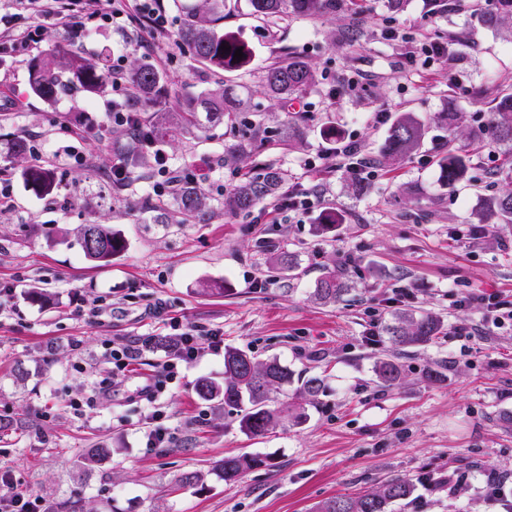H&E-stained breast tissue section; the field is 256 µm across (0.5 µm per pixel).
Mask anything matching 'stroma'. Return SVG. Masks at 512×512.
I'll use <instances>...</instances> for the list:
<instances>
[{"instance_id": "stroma-1", "label": "stroma", "mask_w": 512, "mask_h": 512, "mask_svg": "<svg viewBox=\"0 0 512 512\" xmlns=\"http://www.w3.org/2000/svg\"><path fill=\"white\" fill-rule=\"evenodd\" d=\"M164 7L173 24L162 44L133 26L104 28L79 43L49 26L38 44L0 57V83L9 89L0 101V185L10 202L0 212V282L14 287L0 304V418L12 422L0 431V472L12 473L44 506L77 495L88 512H309L321 500L394 477L415 488L397 512H512V428L498 420L512 412V326L492 327L476 301L491 293L512 300V224L482 228L475 219L480 201L503 189L489 176L502 154L487 143L468 179L451 187L438 166L449 148L489 124L495 96L512 91V20L484 27L469 6L437 13L431 0H406L397 12L386 0H362L315 17L267 19L251 15L247 0H232L224 27L239 33L252 59L247 69L217 77L180 42L177 0ZM425 35L447 40V62L407 66ZM52 47L91 61L103 52L129 64L161 57L171 100L220 82L233 92L247 87L249 105L215 135L179 131L140 148L138 167L112 190L106 176L133 145L126 129L112 127L95 140L71 130L104 123L116 94L108 86L97 94L73 90L51 103L34 95L29 63ZM288 53L315 70L318 84L285 106L261 83L266 67ZM380 112L392 120L413 113L426 128L419 149L386 156ZM295 115L303 118V139L272 148ZM258 122L267 144L225 164V153ZM329 132L357 142L373 164L366 193L331 157ZM16 136L39 143L41 161L54 167V198L36 194L21 176L22 162L5 158ZM160 155L171 169L196 175L206 223L185 221L172 197L165 222H154L147 205ZM263 163L315 194L301 222L270 215L265 203L244 218L225 214L224 198L243 169ZM94 222L126 243L110 264L86 260L76 243L75 228ZM329 222L333 231L317 233ZM282 251L296 255L297 276L267 279ZM339 267L351 293L315 303L316 280ZM216 284L223 294H208ZM397 288L408 298L394 300ZM454 295L475 301L456 310ZM95 302L106 308L101 317L76 316ZM410 308L438 316L443 329L434 344L397 352L383 327ZM174 318L219 328L225 345L277 358L294 374L325 375L326 389L305 422L286 420L253 439L241 432L236 410L196 394L199 378H224L223 353L207 350L162 396L168 447H147L144 405L132 394L165 352L144 347L132 371L110 377L102 355L171 334ZM462 325L467 335H457ZM392 353L403 377L383 389L373 367ZM106 377L110 396L78 411ZM100 444L113 447L112 458L81 469L79 455ZM242 453L268 463L224 483L215 464ZM191 471L204 474V485L176 489ZM490 474L505 482L502 499L486 493ZM457 480L468 484L460 498L448 493Z\"/></svg>"}]
</instances>
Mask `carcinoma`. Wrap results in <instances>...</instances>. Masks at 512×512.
<instances>
[{
  "instance_id": "obj_1",
  "label": "carcinoma",
  "mask_w": 512,
  "mask_h": 512,
  "mask_svg": "<svg viewBox=\"0 0 512 512\" xmlns=\"http://www.w3.org/2000/svg\"><path fill=\"white\" fill-rule=\"evenodd\" d=\"M254 13L267 17L315 16L336 11V0H249ZM226 0H202V4L187 8L186 19L180 28V37L187 45L193 60L210 71H232L246 67L251 51L238 39L235 32L224 29ZM512 18V0H488L487 8L480 9V21L486 26ZM230 49L225 50L223 46ZM243 58L234 59L237 49ZM110 70L105 60L92 63L78 54L60 55L52 49L29 63L28 82L31 91L46 102L54 101L66 89L78 85L85 92H99L110 81ZM317 79L315 71L306 62L288 55L271 65L265 76V92L269 98L282 104L307 91ZM128 80L135 89L134 96L120 104L126 112H140L147 107L155 109L157 117L140 121L133 138L141 144L154 145L163 141L173 127L208 132L231 121L238 107L245 104L220 87L189 96L177 105L170 104L163 75L152 62L133 63ZM494 121L487 136L504 147V161L493 172L508 181V190L489 200L488 208L480 214L479 223L494 219L498 224H512V93L495 98ZM424 136V124L413 114H401L390 126L386 139L387 154H406L418 148ZM262 139L261 125H256L252 137L235 145L225 158L227 162L241 161ZM483 147V140L473 138L462 148L450 149L438 165L442 180L449 186L467 178L472 157ZM21 176L39 194L51 195L57 188L55 171L51 165L31 163L22 168ZM285 173L273 166L251 168L243 174L240 184L225 199V211L234 216H248L260 202L274 198L284 188ZM177 198L185 219L205 222V206L199 186L182 182ZM106 241L107 250L92 249L88 237ZM77 238L84 257L94 263L105 264L125 247L124 241L105 224H81ZM350 290L349 280L342 272H328L319 278L313 297L321 304L335 303ZM441 331V321L429 312L407 310L385 326L389 342L396 347L424 346L434 341ZM373 372L380 386L390 388L401 380V365L394 354L379 359ZM298 383L294 402L286 407L270 406V393ZM325 390V378L317 375L293 378V372L276 358L259 360L235 347L224 348V381L219 384L208 378L198 380L196 391L204 399L222 398L224 406L239 411V428L251 438H263L287 416L300 424L307 419L306 405L314 403ZM113 454L111 448H88L80 456L79 466L90 469ZM265 465V459L254 454L226 456L215 466V471L231 484L238 482L248 471ZM413 485L405 478H394L379 487L357 496L339 495L321 501L314 512H393V506L410 499Z\"/></svg>"
}]
</instances>
